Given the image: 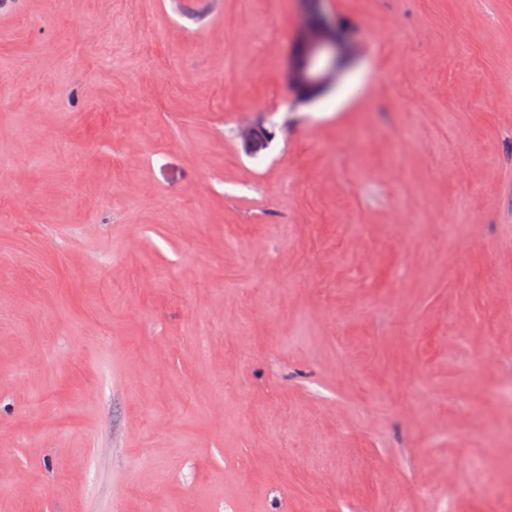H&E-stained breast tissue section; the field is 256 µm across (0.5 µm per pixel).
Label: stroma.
Listing matches in <instances>:
<instances>
[{"mask_svg":"<svg viewBox=\"0 0 512 512\" xmlns=\"http://www.w3.org/2000/svg\"><path fill=\"white\" fill-rule=\"evenodd\" d=\"M323 8L0 6V512H512V0ZM321 2L317 1L311 11L303 1L305 12L296 37L298 49L288 70L289 83L298 96L301 91L320 94L336 85L359 49L348 33L324 13Z\"/></svg>","mask_w":512,"mask_h":512,"instance_id":"stroma-1","label":"stroma"}]
</instances>
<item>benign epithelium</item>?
I'll use <instances>...</instances> for the list:
<instances>
[{"label":"benign epithelium","mask_w":512,"mask_h":512,"mask_svg":"<svg viewBox=\"0 0 512 512\" xmlns=\"http://www.w3.org/2000/svg\"><path fill=\"white\" fill-rule=\"evenodd\" d=\"M296 45L288 79L297 93L319 94L337 84L358 53V45L321 8L302 13Z\"/></svg>","instance_id":"benign-epithelium-1"}]
</instances>
